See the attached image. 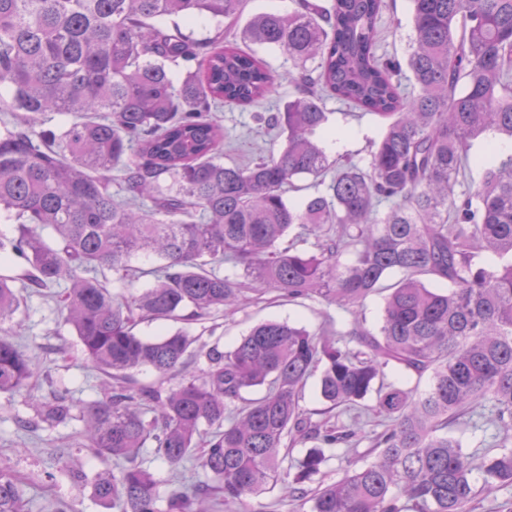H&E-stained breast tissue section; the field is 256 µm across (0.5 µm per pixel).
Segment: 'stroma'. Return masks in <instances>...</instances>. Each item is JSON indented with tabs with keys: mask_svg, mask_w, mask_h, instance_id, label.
<instances>
[{
	"mask_svg": "<svg viewBox=\"0 0 512 512\" xmlns=\"http://www.w3.org/2000/svg\"><path fill=\"white\" fill-rule=\"evenodd\" d=\"M382 25L386 31V48L392 56L405 59L409 52L411 24L408 0H394ZM333 140L323 146L330 156L350 155L369 160L382 126L371 115H346L341 105L330 100ZM227 140L224 161L247 164L259 153H275L281 146L277 131L256 122L250 108H225L221 114ZM24 303L11 322L14 343L21 346L41 368L37 394L51 399L63 388L70 389L74 401L88 403L100 399L98 373L84 364L81 345L65 313L52 299L24 291ZM336 315L335 307L316 302L295 303L268 291L257 302L242 306L234 314H215L211 319L188 324V331L198 336L200 356L194 370L206 368V351H225L256 325L270 320L286 321L318 330L326 318ZM83 423L72 415L62 423H48L36 413L26 392L0 394V471L26 478L25 497L29 512H50L54 499L70 502L75 512H108L92 495L91 481L103 469V462L88 457L80 446ZM79 468L83 479H71L62 465Z\"/></svg>",
	"mask_w": 512,
	"mask_h": 512,
	"instance_id": "1",
	"label": "stroma"
}]
</instances>
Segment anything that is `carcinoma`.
Segmentation results:
<instances>
[{"mask_svg":"<svg viewBox=\"0 0 512 512\" xmlns=\"http://www.w3.org/2000/svg\"><path fill=\"white\" fill-rule=\"evenodd\" d=\"M244 4L0 0V86L13 91L0 117V212L18 223L0 258H22L35 292L69 283L54 297L102 376L103 397L80 410L81 448L115 464L94 498L112 512H234L279 484V501L309 512H472L481 494L512 489V154L497 153L512 141V0H410L403 62L384 48L389 0H297L224 40ZM200 16L217 21L214 36L176 23ZM256 46L292 62L294 96L259 116L284 146L226 164L218 112L261 105L279 78ZM174 67L186 70L178 84ZM328 99L382 123L368 165L324 150ZM48 112L70 120L42 129ZM479 139L490 158L477 161ZM301 177L315 191L291 201ZM224 264L234 272L220 274ZM103 269L153 283L120 301ZM13 282L0 275V393L33 391L39 373L4 328L21 302ZM383 289L375 330L265 322L210 350L199 374L197 337L135 331L231 313L250 291L356 317ZM143 370L157 380L138 382ZM388 370L429 383L397 385ZM315 375L323 407L311 412L301 400ZM369 398L382 429L361 436L339 414ZM73 407L66 390L36 403L51 422ZM460 428L483 454L464 450ZM147 448L174 478L190 462L206 481L160 510L138 462ZM327 448L348 465L317 482ZM25 507L21 480L1 472L0 512Z\"/></svg>","mask_w":512,"mask_h":512,"instance_id":"cac0c4a2","label":"carcinoma"}]
</instances>
